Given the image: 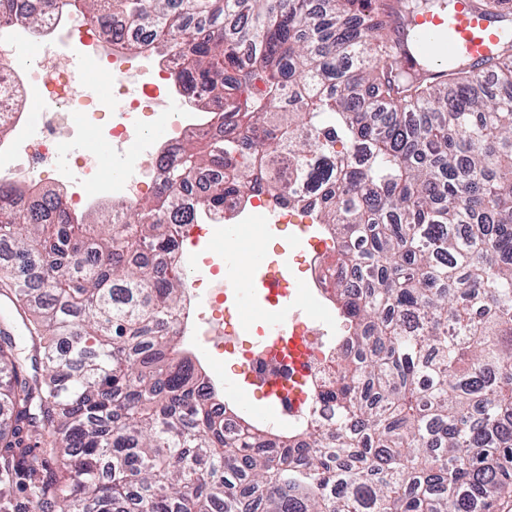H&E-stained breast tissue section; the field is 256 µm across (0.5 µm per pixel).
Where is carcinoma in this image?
<instances>
[{
    "instance_id": "obj_1",
    "label": "carcinoma",
    "mask_w": 512,
    "mask_h": 512,
    "mask_svg": "<svg viewBox=\"0 0 512 512\" xmlns=\"http://www.w3.org/2000/svg\"><path fill=\"white\" fill-rule=\"evenodd\" d=\"M127 18L207 89L217 136L166 187L235 161L181 220L249 204L259 180L309 206L352 279L328 302L333 421L231 412L162 328L187 301L171 195L81 217L0 178V512H497L512 493V40L444 77L410 54L453 0H52ZM295 162L288 182L269 165ZM32 348L17 351L14 323Z\"/></svg>"
}]
</instances>
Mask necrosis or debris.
I'll use <instances>...</instances> for the list:
<instances>
[{
  "mask_svg": "<svg viewBox=\"0 0 512 512\" xmlns=\"http://www.w3.org/2000/svg\"><path fill=\"white\" fill-rule=\"evenodd\" d=\"M19 4L21 15L0 19V49L5 52L0 58V123L9 128L0 139V178H20L36 187L53 180L62 187L64 202L73 212L95 211L115 201L131 205L146 188L158 185L166 157L188 135L213 133L212 115L192 110L176 80L181 62L145 50L144 35L130 30L124 19H113L108 28L96 22L77 25L65 13L50 12L46 0H19ZM26 12L40 16L39 30L22 21ZM66 46L85 59V70H61L60 51ZM93 75L107 82L105 111L111 113V122H102L101 112L90 105L98 97L89 82ZM17 93L25 100L43 102L38 134H31L24 108L12 105ZM148 117L164 129V136L152 137L141 149L127 152L128 142L140 134ZM88 134L98 143V151L78 153L76 139ZM104 147L117 154L119 166L128 168V175L104 179L100 153ZM233 216V208L228 207L205 223L173 226L179 252L200 255L199 275L187 293L192 299L205 295L210 307L223 306L228 282L223 257L211 253L209 245L214 231ZM179 325L206 350L223 348L234 339L225 333L223 321L193 303ZM305 330L316 343L312 358L300 371L268 355L262 345L252 347L249 364L258 379L287 380L300 373L321 385L328 374L323 316H316Z\"/></svg>",
  "mask_w": 512,
  "mask_h": 512,
  "instance_id": "necrosis-or-debris-1",
  "label": "necrosis or debris"
}]
</instances>
